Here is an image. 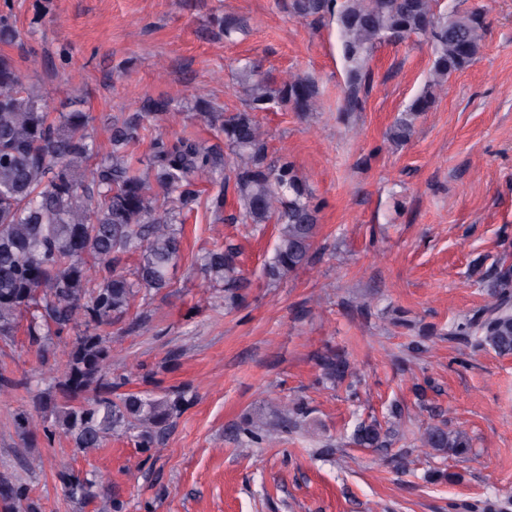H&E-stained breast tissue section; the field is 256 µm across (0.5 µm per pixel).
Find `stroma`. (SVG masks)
<instances>
[{"instance_id": "35a3bbf8", "label": "stroma", "mask_w": 512, "mask_h": 512, "mask_svg": "<svg viewBox=\"0 0 512 512\" xmlns=\"http://www.w3.org/2000/svg\"><path fill=\"white\" fill-rule=\"evenodd\" d=\"M9 0L17 40L0 42L50 112L90 113L109 149L113 121L165 99L169 139L215 143L193 118L195 94L236 110L234 62L261 60L270 75L291 69L317 84L324 108L309 118L286 108L257 113L270 158L288 156L320 208L312 261L278 283L263 267L273 225L235 222L202 205L188 214L183 258L171 285L138 296L107 327L109 378L123 392L184 394L155 449L112 436L84 453L70 437L20 434L17 413L52 386L70 336L41 358L24 330L0 341V480L26 484L41 512H512V353L454 335L485 305L482 278L512 265V0H460L486 11L483 48L449 77L434 107L401 146L386 132L419 95L431 51L408 40L381 44L358 111L343 113L345 74L335 26L293 17L288 0ZM249 33L229 42L221 19ZM240 248L248 280L225 304L206 287L202 255ZM351 367L323 379L322 356ZM301 404L297 427L255 440L244 419ZM400 408L393 421L392 408ZM396 425L387 448L350 443L358 421ZM470 438L456 457L419 451L426 429ZM101 477L110 494L70 501L58 473Z\"/></svg>"}]
</instances>
